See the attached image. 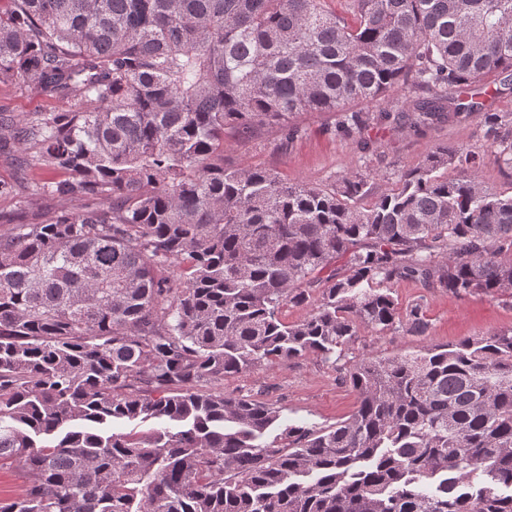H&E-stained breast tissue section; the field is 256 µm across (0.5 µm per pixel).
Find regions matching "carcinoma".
I'll list each match as a JSON object with an SVG mask.
<instances>
[{
	"instance_id": "cac0c4a2",
	"label": "carcinoma",
	"mask_w": 512,
	"mask_h": 512,
	"mask_svg": "<svg viewBox=\"0 0 512 512\" xmlns=\"http://www.w3.org/2000/svg\"><path fill=\"white\" fill-rule=\"evenodd\" d=\"M325 2L0 6V83L68 104L0 113L19 169L49 173L19 203L84 202L0 230V470L27 478L0 512H512V329L359 359L349 417L282 445L263 441L280 408L221 388L340 358L362 326L425 332L396 281L512 298V194L460 145L381 191L224 165V138L293 139L304 112L352 137L481 112L512 170V113L476 100L512 79V0H352L350 20ZM401 82L409 114L355 109ZM150 420L175 429L114 430Z\"/></svg>"
}]
</instances>
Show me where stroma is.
Returning a JSON list of instances; mask_svg holds the SVG:
<instances>
[{
	"label": "stroma",
	"instance_id": "obj_1",
	"mask_svg": "<svg viewBox=\"0 0 512 512\" xmlns=\"http://www.w3.org/2000/svg\"><path fill=\"white\" fill-rule=\"evenodd\" d=\"M62 99L39 96L23 79L0 84V111L13 115L66 109ZM301 133L286 142L283 132L264 128L252 137L231 136L224 140V162L228 165H261L278 171L289 181H306L331 187L352 169L377 170L380 186L391 185L398 174L413 167L436 147L461 145L482 160L481 176L486 186L499 192L512 191V174L496 160L494 149L484 135L480 116L457 122L425 126L374 125L364 130L370 142L368 152H360L353 139L336 131L331 112L297 115ZM78 201L61 202L35 197L18 206L14 196L0 195V230L18 224H37L61 209L81 210ZM393 296L400 310L422 303L430 324L428 334L403 329L379 332L363 327L346 356L331 365L309 354L285 364L273 363L225 379L224 390L247 395L282 409L283 424L326 428L348 418L355 406L354 393L341 381L352 361L359 357L392 356L422 350L434 343L455 342L473 336H489L512 329V299L486 295L457 296L441 288L426 289L411 280L394 282Z\"/></svg>",
	"mask_w": 512,
	"mask_h": 512
}]
</instances>
